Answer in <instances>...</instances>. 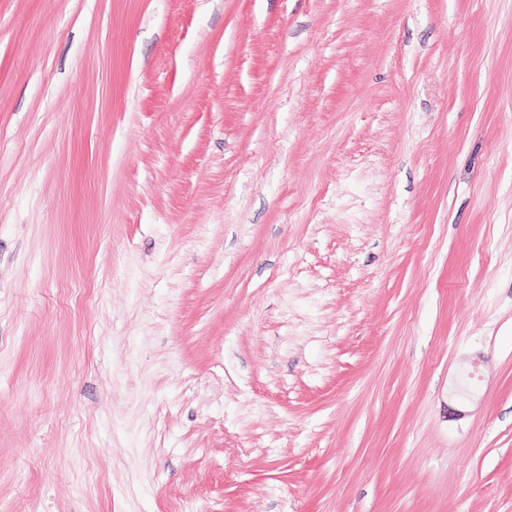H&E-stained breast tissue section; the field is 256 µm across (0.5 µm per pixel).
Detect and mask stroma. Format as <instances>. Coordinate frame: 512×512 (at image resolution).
Returning <instances> with one entry per match:
<instances>
[{"label":"stroma","instance_id":"35a3bbf8","mask_svg":"<svg viewBox=\"0 0 512 512\" xmlns=\"http://www.w3.org/2000/svg\"><path fill=\"white\" fill-rule=\"evenodd\" d=\"M0 512H512V0H0Z\"/></svg>","mask_w":512,"mask_h":512}]
</instances>
